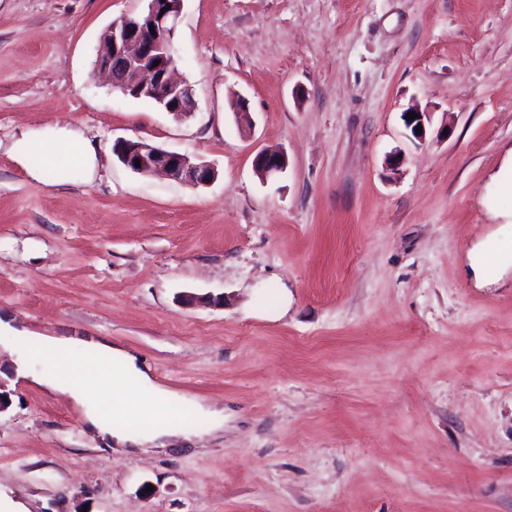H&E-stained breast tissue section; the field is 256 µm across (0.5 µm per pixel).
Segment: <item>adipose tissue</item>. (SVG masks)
<instances>
[{"label": "adipose tissue", "instance_id": "1", "mask_svg": "<svg viewBox=\"0 0 512 512\" xmlns=\"http://www.w3.org/2000/svg\"><path fill=\"white\" fill-rule=\"evenodd\" d=\"M19 160L41 154L47 160L66 155L67 165L58 167L59 182L70 179L71 171L84 178H93L96 169V149L78 132L66 127H52L24 134L14 145ZM0 335L8 339L9 349L26 347L16 372L33 383L65 394L80 410L84 421L96 429L102 441L130 449L157 443L174 432L173 418L184 399L156 383L150 370L137 356L114 346L107 339L94 336H34L29 331L15 329L9 317L0 316ZM63 357L67 371L46 376L36 372L34 363ZM111 379L121 392L111 414L98 409V394L102 379Z\"/></svg>", "mask_w": 512, "mask_h": 512}]
</instances>
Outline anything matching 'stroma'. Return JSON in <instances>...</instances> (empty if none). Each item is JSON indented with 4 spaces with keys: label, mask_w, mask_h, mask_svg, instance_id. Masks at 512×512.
I'll return each instance as SVG.
<instances>
[{
    "label": "stroma",
    "mask_w": 512,
    "mask_h": 512,
    "mask_svg": "<svg viewBox=\"0 0 512 512\" xmlns=\"http://www.w3.org/2000/svg\"><path fill=\"white\" fill-rule=\"evenodd\" d=\"M146 6L0 0V314L106 337L224 430L106 447L1 352L0 512H512V0H184L187 121L94 74ZM56 124L92 180L11 153ZM119 138L218 176L133 173ZM253 166L263 181L275 180L285 173L288 158L282 152L259 151L253 160Z\"/></svg>",
    "instance_id": "1"
}]
</instances>
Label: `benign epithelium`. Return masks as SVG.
I'll list each match as a JSON object with an SVG mask.
<instances>
[{"instance_id":"obj_1","label":"benign epithelium","mask_w":512,"mask_h":512,"mask_svg":"<svg viewBox=\"0 0 512 512\" xmlns=\"http://www.w3.org/2000/svg\"><path fill=\"white\" fill-rule=\"evenodd\" d=\"M183 2L147 0L144 12L114 21L104 34L96 61L97 70L110 78L113 89L136 99H151L178 120L190 118L196 110L192 86L176 77L173 38ZM408 111L418 114V118L404 120L405 126L414 139L424 140L426 131L418 133L416 128L428 121L429 113L417 104ZM113 152L135 173H162L193 187L205 186L217 176L216 169L201 159L140 139H119L113 144ZM253 166L267 182L285 173L288 158L281 152L260 151L254 157Z\"/></svg>"}]
</instances>
